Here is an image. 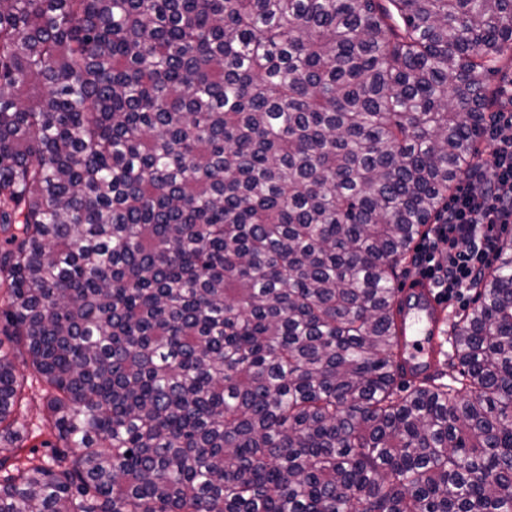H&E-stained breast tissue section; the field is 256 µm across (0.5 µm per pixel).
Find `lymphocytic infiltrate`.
Returning a JSON list of instances; mask_svg holds the SVG:
<instances>
[{"label": "lymphocytic infiltrate", "mask_w": 512, "mask_h": 512, "mask_svg": "<svg viewBox=\"0 0 512 512\" xmlns=\"http://www.w3.org/2000/svg\"><path fill=\"white\" fill-rule=\"evenodd\" d=\"M495 146L491 163L476 166L467 186L454 194L440 223L417 248L413 270L445 300L465 296L500 252L497 227L512 224V93L489 129Z\"/></svg>", "instance_id": "obj_1"}]
</instances>
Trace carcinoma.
<instances>
[{
	"mask_svg": "<svg viewBox=\"0 0 512 512\" xmlns=\"http://www.w3.org/2000/svg\"><path fill=\"white\" fill-rule=\"evenodd\" d=\"M512 0H0V512H512V241L398 395L399 267ZM0 351V447L16 448ZM75 458L69 459V452ZM14 353L17 375L22 385V401L19 412L28 424L29 433L21 444L22 448L18 450L8 448L0 452L1 459L3 457L10 458L8 464L15 463L16 458H20L22 461H25L27 457L46 458L51 455L52 448L46 447L44 443H55V438L51 435L50 430L42 425L46 387L32 376L31 370L24 364L25 355L19 354L18 350H15Z\"/></svg>",
	"mask_w": 512,
	"mask_h": 512,
	"instance_id": "1",
	"label": "carcinoma"
}]
</instances>
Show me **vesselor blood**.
<instances>
[{"label": "vessel or blood", "mask_w": 512, "mask_h": 512, "mask_svg": "<svg viewBox=\"0 0 512 512\" xmlns=\"http://www.w3.org/2000/svg\"><path fill=\"white\" fill-rule=\"evenodd\" d=\"M401 311L396 319L399 360L404 376L416 380L429 373L444 356V327L447 303L428 281L412 278L399 297Z\"/></svg>", "instance_id": "vessel-or-blood-1"}]
</instances>
